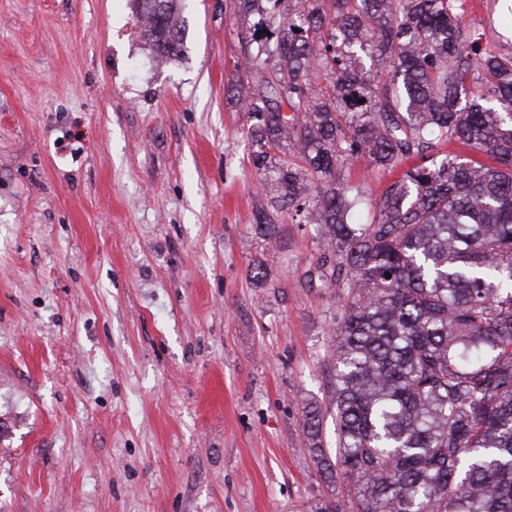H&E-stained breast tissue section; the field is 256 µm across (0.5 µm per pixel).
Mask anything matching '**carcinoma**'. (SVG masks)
Wrapping results in <instances>:
<instances>
[{
	"label": "carcinoma",
	"mask_w": 512,
	"mask_h": 512,
	"mask_svg": "<svg viewBox=\"0 0 512 512\" xmlns=\"http://www.w3.org/2000/svg\"><path fill=\"white\" fill-rule=\"evenodd\" d=\"M137 2L153 51L178 56V0ZM229 4L258 185L331 245L304 275L340 303L335 455L318 411L303 428L359 492L324 512H512V54L482 50L461 0ZM451 142L492 164L436 157ZM359 158L399 176L369 200L340 179Z\"/></svg>",
	"instance_id": "cac0c4a2"
}]
</instances>
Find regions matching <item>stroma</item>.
Instances as JSON below:
<instances>
[{"mask_svg":"<svg viewBox=\"0 0 512 512\" xmlns=\"http://www.w3.org/2000/svg\"><path fill=\"white\" fill-rule=\"evenodd\" d=\"M154 56L134 0H0V512H323L336 449L328 247L288 211L263 241L243 21L181 0ZM512 50L500 0H466Z\"/></svg>","mask_w":512,"mask_h":512,"instance_id":"obj_1","label":"stroma"}]
</instances>
